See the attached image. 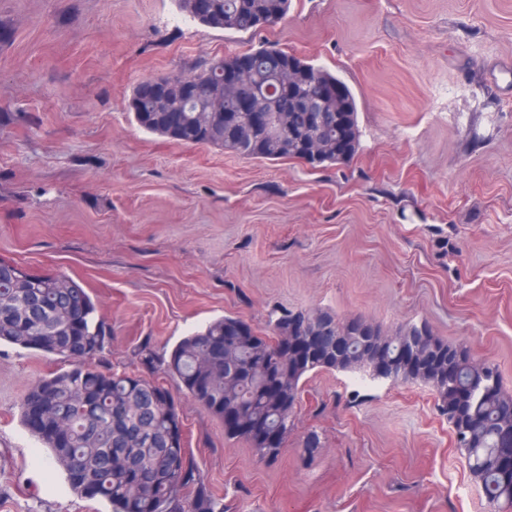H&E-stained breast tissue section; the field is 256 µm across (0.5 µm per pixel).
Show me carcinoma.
Instances as JSON below:
<instances>
[{"mask_svg":"<svg viewBox=\"0 0 512 512\" xmlns=\"http://www.w3.org/2000/svg\"><path fill=\"white\" fill-rule=\"evenodd\" d=\"M178 8L208 27L255 33L259 18L283 21L290 0H211L212 19L197 18L188 0ZM270 53L241 87L260 109H270V122L254 134L252 113H234L228 125L224 113L212 112L208 101L188 102L173 87L165 105L179 109L180 123L170 124L167 112L143 103L133 91L131 109L143 130L185 144L210 145L245 158L268 161L298 160L308 145L323 146L322 166L346 165L358 153V107L348 92L347 112L336 123V101L328 103L321 121L309 112H277L276 89L280 63L296 64L294 97L308 98L341 79L276 44L261 47ZM215 59L203 60L190 71L204 88L216 85ZM344 150H336V134ZM239 321L225 316L204 330L182 338L165 362V372L176 391L136 374L112 370L106 353L112 328L99 315L90 294L69 276L30 274L0 259V344L60 356L68 368L42 376L26 390L20 402L21 422L48 450L52 462L66 474L81 498L99 499L112 512H224V499L205 479L185 444L170 439V424L183 423L179 396L204 407L219 420L234 412L237 430L228 440H243L255 455L271 461L279 452L251 435L255 424L272 428L278 447L286 446L295 428L305 380L313 371L363 372L380 377L373 363L390 362L386 374L393 382H422L435 392L437 402L452 410L462 404L475 428L457 445L469 472L493 512L512 509V470L505 465V449L512 437L502 422L512 406V394L502 387L496 366L475 363L462 353L453 365L444 364L449 344L416 325L389 335L360 318L341 321L322 310L285 311L271 320L270 333L254 332L236 344H224V328ZM307 344L311 336L325 337L319 353L303 354L297 364L282 357L281 337ZM276 382L275 392L268 390ZM52 395V408L42 426L33 423L30 408L43 392Z\"/></svg>","mask_w":512,"mask_h":512,"instance_id":"carcinoma-1","label":"carcinoma"}]
</instances>
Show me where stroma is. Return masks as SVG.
Instances as JSON below:
<instances>
[{
	"label": "stroma",
	"instance_id": "35a3bbf8",
	"mask_svg": "<svg viewBox=\"0 0 512 512\" xmlns=\"http://www.w3.org/2000/svg\"><path fill=\"white\" fill-rule=\"evenodd\" d=\"M175 0H0V259L62 272L142 373L224 316L320 309L409 324L498 366L512 393V0H291L262 36L179 23ZM355 93L360 149L310 168L138 127L143 81L261 41ZM53 355L0 345V512H109L22 426ZM274 462L192 399L184 441L228 512H490L427 385L309 374ZM320 446L302 450L308 433Z\"/></svg>",
	"mask_w": 512,
	"mask_h": 512
}]
</instances>
